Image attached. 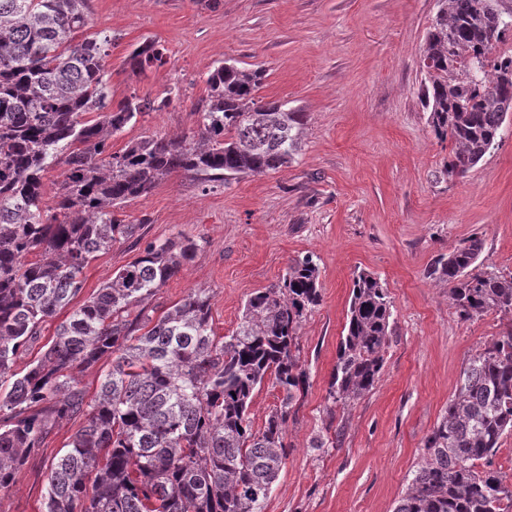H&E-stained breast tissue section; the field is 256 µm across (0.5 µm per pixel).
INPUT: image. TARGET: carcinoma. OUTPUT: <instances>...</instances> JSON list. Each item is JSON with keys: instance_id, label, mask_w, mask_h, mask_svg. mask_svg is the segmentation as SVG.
I'll return each instance as SVG.
<instances>
[{"instance_id": "1", "label": "carcinoma", "mask_w": 512, "mask_h": 512, "mask_svg": "<svg viewBox=\"0 0 512 512\" xmlns=\"http://www.w3.org/2000/svg\"><path fill=\"white\" fill-rule=\"evenodd\" d=\"M89 10V0H0V492L57 424L84 416L49 465L44 512H264L307 383L297 331L321 300L314 260H293L279 282L252 292L222 341L204 289L156 318L146 306L194 258L188 238L146 243L77 298L97 253L141 239V225L125 223L117 208L173 172L224 181L279 171L301 150L306 114L259 100L265 70L226 61L207 76L198 134L146 135L112 153L109 138L168 100L113 102L112 35L74 43ZM502 19L495 0H439L427 32L423 106L435 137L451 143L450 176L494 148L512 112V87L501 80L512 57L491 59ZM126 63L139 74L166 57L148 40ZM56 164L64 170L50 208L44 177ZM482 247L474 234L428 269L464 321L489 311L512 317V274L472 273ZM65 309L41 355L16 370L43 323ZM391 317L380 280L358 274L327 390L332 405L374 387ZM104 358L111 366L90 397L78 374ZM267 380L279 404L256 429L248 409ZM507 434L512 328L469 359L393 512H512V486L493 468Z\"/></svg>"}]
</instances>
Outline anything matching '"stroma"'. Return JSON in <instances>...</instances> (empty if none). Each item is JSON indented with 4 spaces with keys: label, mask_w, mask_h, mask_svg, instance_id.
Returning <instances> with one entry per match:
<instances>
[{
    "label": "stroma",
    "mask_w": 512,
    "mask_h": 512,
    "mask_svg": "<svg viewBox=\"0 0 512 512\" xmlns=\"http://www.w3.org/2000/svg\"><path fill=\"white\" fill-rule=\"evenodd\" d=\"M88 32L107 31L115 98L159 100V112L112 137L176 138L198 130L196 101L219 62L264 69L259 95L305 112L302 149L276 173L201 182L180 172L118 216L144 241L185 237L195 257L150 299L166 308L191 290L211 295L217 336L236 330L251 292L276 283L292 259L319 267L321 301L298 331L306 390L288 420L291 452L265 512H393L424 454L425 437L456 392L473 354L512 322L489 312L460 320L448 287L429 277L435 258L472 235L480 272L512 274V116L475 167L448 176L449 142L422 104L423 48L438 0H91ZM146 40L167 62L132 75L128 53ZM138 249L114 243L86 268L93 294ZM387 287L390 336L373 389L335 413L327 389L346 324L353 279ZM85 424L62 422L28 458L0 512H42L48 466ZM333 444L311 447L316 434Z\"/></svg>",
    "instance_id": "obj_1"
}]
</instances>
